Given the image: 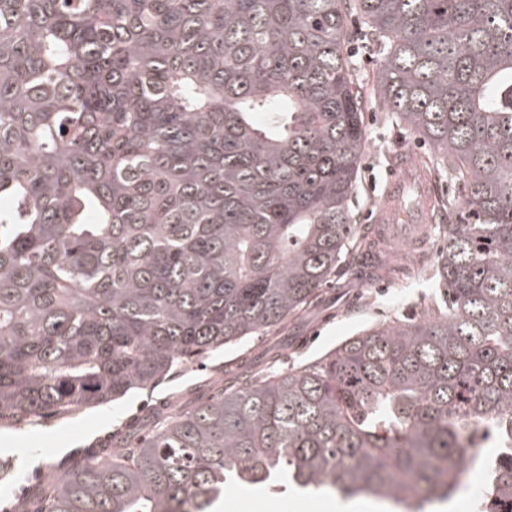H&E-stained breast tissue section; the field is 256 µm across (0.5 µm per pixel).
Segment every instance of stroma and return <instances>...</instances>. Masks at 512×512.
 I'll use <instances>...</instances> for the list:
<instances>
[{
	"label": "stroma",
	"mask_w": 512,
	"mask_h": 512,
	"mask_svg": "<svg viewBox=\"0 0 512 512\" xmlns=\"http://www.w3.org/2000/svg\"><path fill=\"white\" fill-rule=\"evenodd\" d=\"M367 143L351 203L358 228H366L383 203V186L390 160L400 151L423 160L429 145L413 131L396 126L379 101L365 114ZM441 245L437 223H430L423 248L391 240L379 243V256L396 251L400 256L392 273L379 274L362 284L354 266H347L328 287L322 303L306 315L295 344L283 346L279 365L290 368L321 356L347 337L394 320L419 318L436 292L435 267ZM264 344L251 337L225 348L217 358H205L175 368L155 390H137L107 406L76 411L66 417L40 419L30 424L0 426V465L10 473L0 477V512H34L29 489L51 469L63 470L83 448L117 439L165 401L215 375L225 364L260 356ZM216 512H346L336 498L295 489L288 483L230 489Z\"/></svg>",
	"instance_id": "stroma-1"
}]
</instances>
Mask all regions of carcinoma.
Segmentation results:
<instances>
[{"instance_id":"obj_1","label":"carcinoma","mask_w":512,"mask_h":512,"mask_svg":"<svg viewBox=\"0 0 512 512\" xmlns=\"http://www.w3.org/2000/svg\"><path fill=\"white\" fill-rule=\"evenodd\" d=\"M371 97L459 190L423 320L228 367L48 474L46 512H210L277 478L429 512L488 443L479 510L512 512V0H0V420L151 389L316 308L358 246ZM347 27L348 34L351 37L350 50L352 51L355 58L358 77L364 82V84H369L371 83L374 73L378 67L377 58L372 54L363 52L359 48L357 44L359 37V23L354 16L348 18Z\"/></svg>"}]
</instances>
